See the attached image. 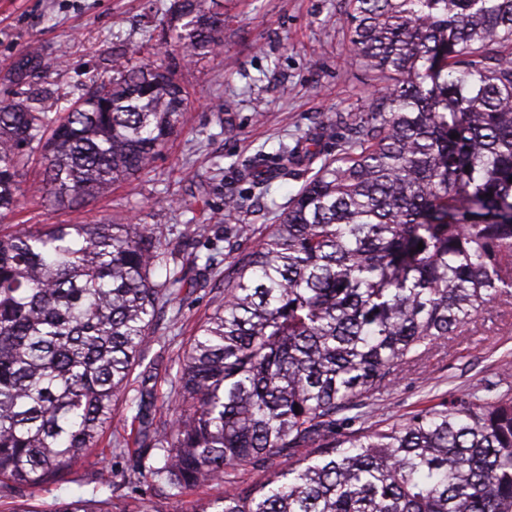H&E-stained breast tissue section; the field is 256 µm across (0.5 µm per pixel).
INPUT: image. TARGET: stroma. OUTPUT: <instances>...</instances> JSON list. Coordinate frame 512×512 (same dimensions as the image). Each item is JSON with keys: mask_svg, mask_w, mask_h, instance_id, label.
<instances>
[{"mask_svg": "<svg viewBox=\"0 0 512 512\" xmlns=\"http://www.w3.org/2000/svg\"><path fill=\"white\" fill-rule=\"evenodd\" d=\"M171 0H0V99L26 101L49 92L67 107L92 78L108 77L116 54L132 64L151 60ZM344 0H224V47L218 56L181 63L191 93L177 131L153 170L116 183L81 206H45L24 194L9 223L147 224L168 261L155 281L179 279L176 298L159 312L134 378L148 376L168 419L178 364L197 328L224 297L225 254L249 251L278 223L303 177L273 180L260 190L242 180L254 157L294 148L337 113L365 103L373 74L350 55ZM42 61L23 74L32 50ZM233 101L225 111V101ZM241 203L224 221V198ZM243 232H236V225ZM512 390V303L493 304L460 336L398 371L392 385L363 406L352 429L364 432L408 418L427 405L467 395L482 384ZM134 411L117 405L96 448L63 478L0 497V512H54L87 500L99 512H197L219 496L204 484L160 494L136 473L116 437L133 432Z\"/></svg>", "mask_w": 512, "mask_h": 512, "instance_id": "stroma-1", "label": "stroma"}]
</instances>
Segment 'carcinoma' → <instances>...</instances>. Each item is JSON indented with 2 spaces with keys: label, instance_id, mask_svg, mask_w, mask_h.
Listing matches in <instances>:
<instances>
[{
  "label": "carcinoma",
  "instance_id": "obj_1",
  "mask_svg": "<svg viewBox=\"0 0 512 512\" xmlns=\"http://www.w3.org/2000/svg\"><path fill=\"white\" fill-rule=\"evenodd\" d=\"M347 2L350 52L379 88L336 114L349 132L336 155L231 258L172 418L138 391L133 468L177 492L248 464L273 471L198 512H512L508 392L343 432L401 365L512 298V0ZM167 16L164 56L219 53L221 0H172ZM189 97L173 64L153 62L113 65L65 112L0 101V218L35 152L33 186L55 208L152 169ZM320 136L247 176L263 189L295 174ZM165 261L146 224H0L1 494L40 488L97 446L175 294L152 279Z\"/></svg>",
  "mask_w": 512,
  "mask_h": 512
}]
</instances>
